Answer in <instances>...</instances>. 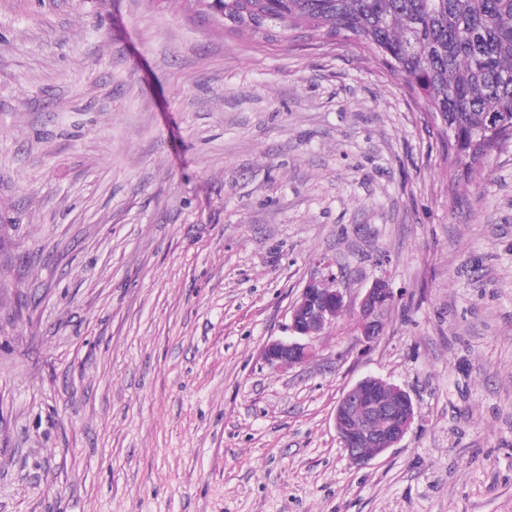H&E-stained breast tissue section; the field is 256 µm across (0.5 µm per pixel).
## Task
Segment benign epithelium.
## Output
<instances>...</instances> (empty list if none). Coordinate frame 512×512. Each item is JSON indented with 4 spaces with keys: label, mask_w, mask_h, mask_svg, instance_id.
<instances>
[{
    "label": "benign epithelium",
    "mask_w": 512,
    "mask_h": 512,
    "mask_svg": "<svg viewBox=\"0 0 512 512\" xmlns=\"http://www.w3.org/2000/svg\"><path fill=\"white\" fill-rule=\"evenodd\" d=\"M391 300L392 291L386 281L377 279L367 288L357 310L359 341L371 344L380 338L381 317ZM345 306L340 289L328 293L322 282L309 281L289 309L291 337L264 344L261 355L265 363L273 368H287L307 362L314 354V341L335 324ZM382 387L391 390L388 402L379 394ZM414 417V405L407 391L368 376L339 399L334 423L348 457L361 465L396 447Z\"/></svg>",
    "instance_id": "benign-epithelium-1"
}]
</instances>
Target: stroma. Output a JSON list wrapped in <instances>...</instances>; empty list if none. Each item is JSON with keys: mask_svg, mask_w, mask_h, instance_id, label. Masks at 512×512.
<instances>
[{"mask_svg": "<svg viewBox=\"0 0 512 512\" xmlns=\"http://www.w3.org/2000/svg\"><path fill=\"white\" fill-rule=\"evenodd\" d=\"M454 161L353 37L0 0V512H512V142ZM312 279L346 306L272 368ZM367 376L415 418L357 465ZM391 300L392 291L385 280L377 279L367 288L357 310L359 341L371 344L380 338L383 331L381 317ZM381 386L389 388L382 391ZM415 417L413 402L402 387L378 377L368 376L348 389L339 399L334 414L338 437L348 457L355 464L395 448L410 429ZM363 448H370L365 453Z\"/></svg>", "mask_w": 512, "mask_h": 512, "instance_id": "stroma-1", "label": "stroma"}]
</instances>
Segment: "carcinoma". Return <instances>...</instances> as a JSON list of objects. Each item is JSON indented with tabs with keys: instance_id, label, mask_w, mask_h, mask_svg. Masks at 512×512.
<instances>
[{
	"instance_id": "carcinoma-1",
	"label": "carcinoma",
	"mask_w": 512,
	"mask_h": 512,
	"mask_svg": "<svg viewBox=\"0 0 512 512\" xmlns=\"http://www.w3.org/2000/svg\"><path fill=\"white\" fill-rule=\"evenodd\" d=\"M212 17L254 34L327 27L377 50L442 114L448 143L474 171V144L512 142V0H201Z\"/></svg>"
}]
</instances>
